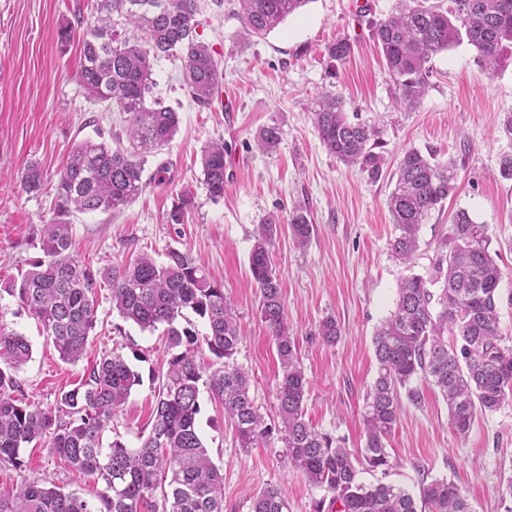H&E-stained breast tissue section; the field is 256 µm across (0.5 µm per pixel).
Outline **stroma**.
I'll use <instances>...</instances> for the list:
<instances>
[{"instance_id":"35a3bbf8","label":"stroma","mask_w":512,"mask_h":512,"mask_svg":"<svg viewBox=\"0 0 512 512\" xmlns=\"http://www.w3.org/2000/svg\"><path fill=\"white\" fill-rule=\"evenodd\" d=\"M397 0H368L355 14L356 0H308L266 36L242 40L235 0L215 7L199 0L198 38L223 69V103L197 105L182 81L181 62L165 57L152 69L153 96L179 114L173 139L149 157L146 173L168 168L165 184H148L117 213L72 217L73 254L104 269L141 253L164 261L173 248L190 251L222 283L235 308L243 342L237 361L248 370L252 394L268 424L278 421L279 364L259 312V294L249 272L253 232L279 219L270 258L280 274L288 326L298 341L308 379L307 419L321 432L343 438L346 448L364 447L367 393L377 376L373 337L395 306L402 276L433 272L435 243L447 235L453 214L467 210L488 225L498 251L502 343L512 348V181L499 173V157L512 149L500 124L512 111V59L496 74L460 43L430 62L432 76L420 105L411 112L396 104L371 20L385 17ZM96 0H0V279L20 278L40 257L42 226L53 216L52 185L74 145L86 138L111 139L123 132L126 115L88 99L74 78L79 44L60 47L61 22L90 18ZM351 44L344 61L329 58L337 38ZM341 95L349 111L377 121L385 163L380 178L349 169L321 144L311 120L317 96ZM278 123L281 141L271 152L253 142L257 130ZM214 140L227 144L228 181L212 199L202 181L200 155ZM436 150L438 160L457 163V189L444 210L420 228V249L405 265L391 253L393 233L386 198L397 163L409 148ZM38 163L44 188L28 194L22 182L29 163ZM189 194L193 207L181 224L167 215ZM308 211L314 232L307 245L294 241L287 226L294 205ZM98 322L85 356L61 359L40 323L15 298L0 297V324L24 335L30 360L16 374L28 401L53 405L60 392L85 378L103 352L123 353L140 377L127 403L112 419L105 442L138 446L166 370L163 329L141 330L112 309L111 294L97 296ZM335 318L341 336L324 343L318 327ZM418 403L403 401L386 448L393 461L387 480L418 493L421 481L445 479L465 494L474 512H505L502 481L512 475V405L478 417L468 436L448 421V405L429 381L411 383ZM198 423L208 452L224 473V512H251L265 488H281L288 512H315L324 490L312 487L283 456L279 434L256 447L239 448L224 414L209 396L200 399ZM21 467L0 463V497L12 496L23 480H47L64 491L86 495L93 477H72L49 451L48 441L27 448Z\"/></svg>"}]
</instances>
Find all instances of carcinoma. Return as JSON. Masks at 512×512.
<instances>
[{"instance_id": "1", "label": "carcinoma", "mask_w": 512, "mask_h": 512, "mask_svg": "<svg viewBox=\"0 0 512 512\" xmlns=\"http://www.w3.org/2000/svg\"><path fill=\"white\" fill-rule=\"evenodd\" d=\"M243 37L265 36L308 0H237ZM444 11L427 0H400L397 9L372 22V39L381 48L397 103L417 107L429 87L432 58L467 41L489 72L512 56V0H449ZM198 0H98L96 15L58 29L65 46L82 32L75 78L87 96L127 114L129 147L86 138L78 142L53 186V217L44 225L41 257L20 280L0 292L15 298L42 324L47 339L70 363L85 354L98 309L96 294L107 288L112 309L141 330L165 328L167 369L152 412L151 428L137 448L103 433L128 401L141 377L124 355L103 353L74 388L61 392L54 405L42 406L16 396L13 371L31 357L26 337L0 325V463L21 466L29 445L47 438L50 453L69 469L96 478L98 486L83 497L56 484L29 481L15 494L0 498V512H224V477L212 462L199 431L201 389L224 409V421L239 447L252 448L275 429L281 434L288 464L308 483L330 493L316 502V512H473L466 496L444 479L423 482L419 497L406 489L358 480V460L342 441L316 430L305 420L307 378L288 328L279 275L269 246L277 232L270 218L257 225L249 255L259 308L281 367L278 382V426L271 428L251 395V379L236 362L241 343L237 315L224 297V286L184 250L171 249L157 263L141 254L103 270L82 264L71 254L76 213L115 212L143 191L146 157L176 134L178 112L159 102L147 104L154 61L175 51L183 58L182 80L200 106L212 102L223 70L208 46L197 39ZM313 122L328 153L348 168L376 178L383 156L380 130L349 116L345 101L325 93L314 105ZM278 125L259 129L255 146L264 152L280 141ZM226 146L214 141L203 148L201 174L213 199L224 197ZM457 165L435 154L406 150L394 173L387 198L394 226L392 254L404 264L419 248L420 226L441 212L456 189ZM43 188L38 164L27 167L23 189ZM193 205L182 195L167 216L183 223ZM291 234L300 245L313 232L301 207L288 216ZM485 224L459 209L450 233L437 242L434 274L400 279L395 308L377 328L374 351L377 376L365 414V469L387 475L392 467L385 442L401 410L400 389L413 378H430L448 404L449 424L461 436L469 433L477 414L495 412L512 402V348L499 332V285L502 272L491 254ZM206 324L198 336L192 317ZM319 335L336 343L340 330L327 318ZM453 343H448V336ZM216 364L200 361L202 347ZM160 494L155 501L153 496ZM251 512H288L285 493L268 487L252 503Z\"/></svg>"}]
</instances>
